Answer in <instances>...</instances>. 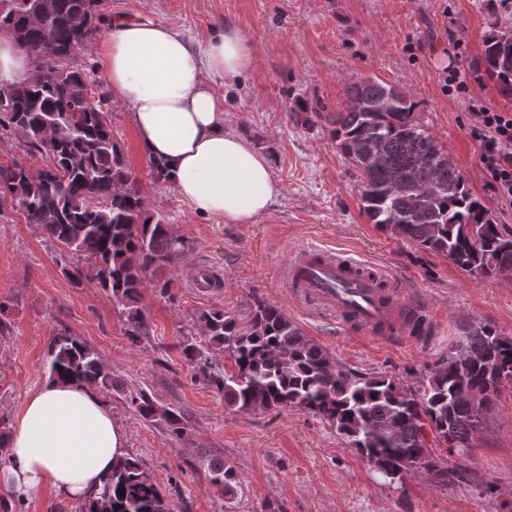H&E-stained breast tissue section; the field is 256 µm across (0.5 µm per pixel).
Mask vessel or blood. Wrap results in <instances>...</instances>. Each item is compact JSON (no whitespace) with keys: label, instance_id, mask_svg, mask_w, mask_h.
Returning <instances> with one entry per match:
<instances>
[{"label":"vessel or blood","instance_id":"obj_1","mask_svg":"<svg viewBox=\"0 0 512 512\" xmlns=\"http://www.w3.org/2000/svg\"><path fill=\"white\" fill-rule=\"evenodd\" d=\"M281 278L299 311L336 316L342 326L383 342L406 341L413 327H426L429 320L425 309L402 302L383 275L344 253L300 248L290 254ZM188 282L203 294L220 285L206 266L196 267Z\"/></svg>","mask_w":512,"mask_h":512}]
</instances>
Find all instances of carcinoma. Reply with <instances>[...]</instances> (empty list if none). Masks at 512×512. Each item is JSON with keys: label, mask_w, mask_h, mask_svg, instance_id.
Returning a JSON list of instances; mask_svg holds the SVG:
<instances>
[{"label": "carcinoma", "mask_w": 512, "mask_h": 512, "mask_svg": "<svg viewBox=\"0 0 512 512\" xmlns=\"http://www.w3.org/2000/svg\"><path fill=\"white\" fill-rule=\"evenodd\" d=\"M0 0V32L9 34L32 63L28 77L8 86L16 112L5 115L32 154L45 158L33 175L22 164H0V195L8 194L50 237L88 261L86 275L125 308L129 333L145 334L139 306L145 276L180 259L188 242L147 214L145 200L128 187L131 174L112 137L104 95L91 96L88 72L69 65L95 41L96 0ZM485 41L481 63L500 94L512 97V32ZM333 137L359 176L368 220L420 248L448 257L474 278L512 271V231L493 222L466 187L448 152L412 119L413 103L398 88L373 77L347 84ZM208 341L188 339L182 352L239 411L299 407L328 421L379 472L425 473L441 487L459 464L433 462L445 444L464 456L485 430V412L512 382V337L489 325L469 327L432 365L418 385L343 368L304 336L275 304L257 300L242 327L222 310L203 314ZM228 354L235 371L217 367L214 352ZM50 377L112 387V373L97 353L70 336L49 351ZM466 383L486 404L456 397ZM212 481L231 492L234 472L212 469ZM125 495H120V492ZM83 512H171L140 462L130 458L101 479Z\"/></svg>", "instance_id": "obj_1"}]
</instances>
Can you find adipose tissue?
Masks as SVG:
<instances>
[{"mask_svg":"<svg viewBox=\"0 0 512 512\" xmlns=\"http://www.w3.org/2000/svg\"><path fill=\"white\" fill-rule=\"evenodd\" d=\"M103 77L130 108L143 152L161 162L179 196L227 224H250L279 193L268 160L226 127L213 79L233 80L255 63L234 27L196 44L147 17L113 20L101 44ZM0 485L30 502L45 491L92 498L101 476L128 456L123 430L87 385L48 381L24 401L6 442Z\"/></svg>","mask_w":512,"mask_h":512,"instance_id":"ef3b65f1","label":"adipose tissue"}]
</instances>
